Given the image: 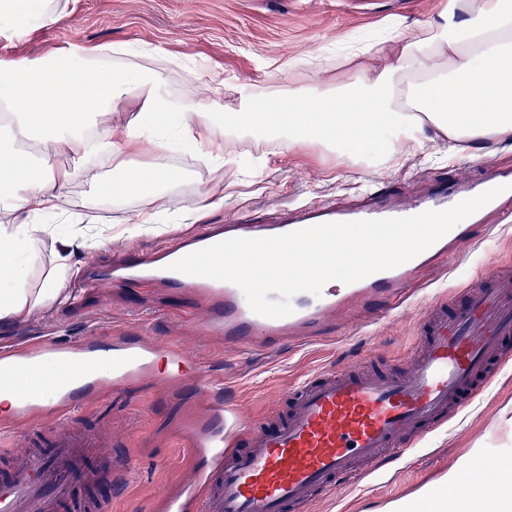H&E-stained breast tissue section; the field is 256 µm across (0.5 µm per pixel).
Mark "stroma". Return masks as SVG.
Instances as JSON below:
<instances>
[{
	"instance_id": "stroma-1",
	"label": "stroma",
	"mask_w": 512,
	"mask_h": 512,
	"mask_svg": "<svg viewBox=\"0 0 512 512\" xmlns=\"http://www.w3.org/2000/svg\"><path fill=\"white\" fill-rule=\"evenodd\" d=\"M439 0H68L53 23L10 40L0 38V54L37 58L55 48L139 44L155 48L150 66L167 69L168 88L177 93L194 84L183 68L188 59L205 60L212 77L203 97L220 101L225 111L238 107L239 90L264 91L273 86H304L313 79L342 80L347 68L335 58L337 47L355 36L377 45L383 25L402 23L407 34L434 14ZM263 157L260 169L233 165L215 171L190 149L135 154L137 166L160 171L161 222L151 232L132 236L126 229L147 210L148 201L131 198L107 204L102 193L73 178L62 207L73 224H94L107 237L93 250L75 255L66 287L74 300L56 304L0 328V349L33 339L74 342L88 334L144 336L158 348L178 344L190 370L174 374L166 358L154 371L122 391H78L79 419L69 422L45 413L30 422L0 414V475L24 454L52 447L57 435L85 432L100 445L88 459L101 480L77 485L69 512H93L96 503L110 512H164L165 500L177 493L199 464L191 430L206 418L214 396L207 378L223 381V398L252 422L272 426L287 414L291 389L301 379L336 367H379L403 372L421 343L418 322L434 304L461 307L464 290L498 268L512 269V221L491 218L492 229L476 244L458 249L448 260L420 269L424 291L405 310L379 322L377 304L345 311L342 332L328 331L315 341L258 343L244 351L201 334L198 323L207 304L191 288L162 283L115 287L91 285V271L104 272L133 254L155 253L183 245L188 235L206 228L224 231L236 215L258 223L277 215L287 220L301 209L323 205L347 207L372 191L390 194L405 204L421 195L434 179L470 174L481 162L511 166L512 148L485 156H447L436 146L432 160L415 158L377 168L352 167L336 153L312 148L289 150L276 140L228 137L224 153ZM224 201L213 205L215 193ZM192 206L205 207L197 224L183 222ZM499 371L481 383L476 396L458 414L446 418L420 444L413 465L387 461L365 482L323 496L306 512H355L368 499L366 512H389L383 497L388 487L410 485L413 478L443 471L444 481L467 472L482 448H512V336L502 341Z\"/></svg>"
}]
</instances>
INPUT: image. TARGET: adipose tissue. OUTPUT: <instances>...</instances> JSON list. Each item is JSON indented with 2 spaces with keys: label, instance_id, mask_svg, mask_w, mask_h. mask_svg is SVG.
Returning a JSON list of instances; mask_svg holds the SVG:
<instances>
[{
  "label": "adipose tissue",
  "instance_id": "1",
  "mask_svg": "<svg viewBox=\"0 0 512 512\" xmlns=\"http://www.w3.org/2000/svg\"><path fill=\"white\" fill-rule=\"evenodd\" d=\"M63 0H0V37L33 24L48 25ZM385 64L357 65L343 83L322 81L271 91L258 104L239 93L236 111L202 100L195 90L172 94L164 69L117 62L104 47L56 49L31 60L0 56V324L56 301L72 270V256L90 240L80 227L54 234L53 259L39 287L29 285L43 234V217L57 213L72 175L115 198H157L156 172L134 167L142 147L164 152L193 145L201 160L224 166L226 133L273 138L288 148L314 144L362 163L359 145L381 144L374 164L406 160L443 142L449 154L467 145L494 152L512 141V0H440L420 35L393 28ZM130 108L122 136L110 130L118 105ZM223 122H216V112ZM112 162L121 181L109 183L90 165L89 146ZM52 145L69 158L67 172L31 164V147Z\"/></svg>",
  "mask_w": 512,
  "mask_h": 512
}]
</instances>
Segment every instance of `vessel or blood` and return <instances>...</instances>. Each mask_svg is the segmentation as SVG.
Masks as SVG:
<instances>
[{
  "label": "vessel or blood",
  "mask_w": 512,
  "mask_h": 512,
  "mask_svg": "<svg viewBox=\"0 0 512 512\" xmlns=\"http://www.w3.org/2000/svg\"><path fill=\"white\" fill-rule=\"evenodd\" d=\"M497 186L500 195L413 259L351 284L329 281L317 296L296 294L291 299L293 314L283 318L256 315L234 284L170 270L160 258L125 262L107 277L116 285L145 278L200 289L209 302L207 335L240 346L259 336H311L331 314L376 296L384 300L382 316L405 308L420 267L446 256L449 245L467 243L470 226L483 223L489 214L512 217V172L438 180L407 205L373 192L366 201L345 209L303 211L295 226L236 222V236L271 237L327 222L444 210ZM421 328L426 341L409 371H323L293 390L288 414L273 428H254L236 408L215 401L195 440L211 465L167 500L166 512H298L342 482L358 480L356 463H374L388 453L409 455L438 421L461 411L476 394L477 380L489 375L502 337L512 335V274L498 271L493 287L469 288L462 309H430ZM157 355L141 337L116 336L105 349L89 336L74 346L53 347L40 341L19 356H0V365L24 358L16 376L25 385L14 412L30 418L49 408L68 414L69 386L85 369H92L98 381L126 385L152 371ZM93 446L92 439L78 437L26 458L0 482V512H66L74 485L98 476L88 464ZM495 454L500 462L495 478L420 482L392 495L394 512H495L499 500L512 497V449L499 448Z\"/></svg>",
  "instance_id": "vessel-or-blood-1"
}]
</instances>
